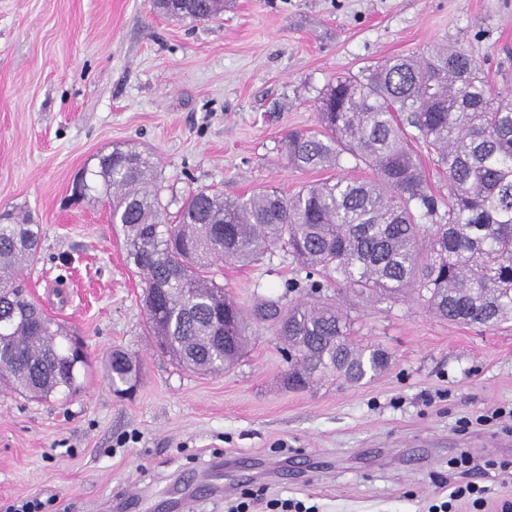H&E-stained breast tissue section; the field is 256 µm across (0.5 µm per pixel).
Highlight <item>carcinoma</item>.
<instances>
[{
  "label": "carcinoma",
  "instance_id": "1",
  "mask_svg": "<svg viewBox=\"0 0 512 512\" xmlns=\"http://www.w3.org/2000/svg\"><path fill=\"white\" fill-rule=\"evenodd\" d=\"M155 3L176 19L224 11V0ZM317 123L284 136L292 167L338 169L347 154L370 175L245 200L197 190L176 224L163 218L150 156L133 147H114L109 164L97 163L84 182L112 206L127 260L144 275L148 332L178 366L221 374L243 357L251 326L269 323L286 345L292 389L383 371L388 353L356 341L350 316L323 293L331 287L367 299L413 295L456 323L512 320V89L496 87L473 56L438 44L361 77H336L318 99ZM420 147L448 180V200L433 192ZM40 239L38 224H0V383L47 399L79 389L76 368L87 355L62 346V326L16 285ZM275 247L318 276L306 284L311 300L287 307L267 295L241 306L216 281L213 261L248 265ZM106 378L129 392L140 363L115 349Z\"/></svg>",
  "mask_w": 512,
  "mask_h": 512
}]
</instances>
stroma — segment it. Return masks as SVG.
Instances as JSON below:
<instances>
[{"label":"stroma","instance_id":"35a3bbf8","mask_svg":"<svg viewBox=\"0 0 512 512\" xmlns=\"http://www.w3.org/2000/svg\"><path fill=\"white\" fill-rule=\"evenodd\" d=\"M437 43L512 80V0H224L209 21L177 20L152 0H0V215L41 227L39 259L16 276L32 301L85 343L72 395L36 401L0 389V512H253L295 498L315 512H428L449 459L512 462V321L464 325L417 299L343 294L359 339L388 368L351 385H283L288 364L265 325L233 370L198 375L153 346L110 208L70 202L74 178L115 145L149 151L175 216L199 189L291 195L337 175L285 158L291 129L316 125L336 76H358ZM239 301L278 295L306 273L282 250L252 267L213 266ZM140 362L133 393L110 387L112 350ZM503 407L497 420L481 414Z\"/></svg>","mask_w":512,"mask_h":512}]
</instances>
